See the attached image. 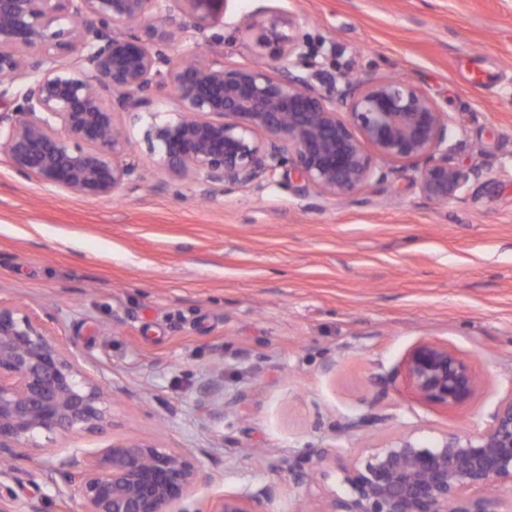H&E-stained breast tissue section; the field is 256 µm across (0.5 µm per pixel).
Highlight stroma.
<instances>
[{"instance_id":"stroma-1","label":"stroma","mask_w":512,"mask_h":512,"mask_svg":"<svg viewBox=\"0 0 512 512\" xmlns=\"http://www.w3.org/2000/svg\"><path fill=\"white\" fill-rule=\"evenodd\" d=\"M263 9L306 18L323 78L412 80L463 135L450 163L482 176L443 206L405 165L340 201L280 174L203 200L157 166L131 114L139 181L109 200L20 178L0 155V303L49 311L109 400L104 429L16 450L23 488L59 457L139 440L193 451L201 492L266 491V512H293L294 484L255 449L432 444L512 393V0H229L199 43L251 64L246 20ZM426 340L474 362L481 385L461 405L408 389L404 360ZM376 414L371 441L343 429Z\"/></svg>"}]
</instances>
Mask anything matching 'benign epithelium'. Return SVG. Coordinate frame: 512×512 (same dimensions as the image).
<instances>
[{
    "label": "benign epithelium",
    "instance_id": "benign-epithelium-1",
    "mask_svg": "<svg viewBox=\"0 0 512 512\" xmlns=\"http://www.w3.org/2000/svg\"><path fill=\"white\" fill-rule=\"evenodd\" d=\"M0 0V153L20 176L90 199H110L139 179L127 160L124 113L169 88L172 120L151 121L145 138L157 165L194 184L198 195L260 187L283 172L299 193L349 198L412 165L427 199L446 204L477 175L448 163L461 132L413 82L364 75L324 81L305 51L306 20L263 10L247 18L261 59L247 66L172 44L224 20L229 0ZM80 47V64L54 54ZM22 88L16 96L10 88ZM418 398L453 408L476 391L474 364L426 341L404 363ZM108 419L103 389L19 306L0 305V455L35 448L62 432L98 430ZM339 448L288 459L264 455L304 489L297 510L327 476ZM54 494L71 512H264L266 493L196 496L199 466L188 450L126 441L52 466ZM343 493L327 492L317 512H512V393L484 426L424 446L403 434L340 466ZM0 469V512H42L36 485L20 497Z\"/></svg>",
    "mask_w": 512,
    "mask_h": 512
}]
</instances>
